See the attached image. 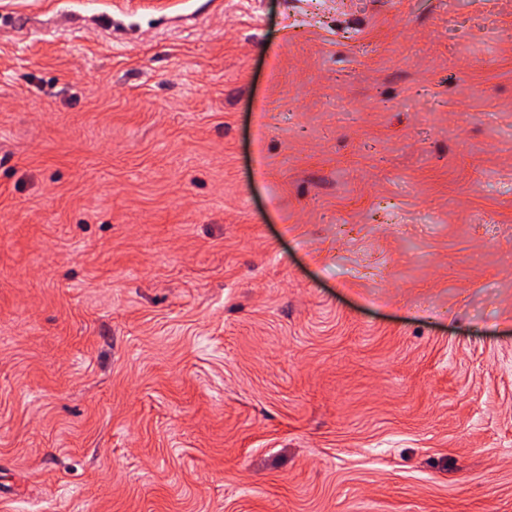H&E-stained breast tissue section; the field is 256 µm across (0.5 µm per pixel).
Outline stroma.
Masks as SVG:
<instances>
[{
	"instance_id": "obj_1",
	"label": "stroma",
	"mask_w": 512,
	"mask_h": 512,
	"mask_svg": "<svg viewBox=\"0 0 512 512\" xmlns=\"http://www.w3.org/2000/svg\"><path fill=\"white\" fill-rule=\"evenodd\" d=\"M0 512H512V0H0Z\"/></svg>"
}]
</instances>
